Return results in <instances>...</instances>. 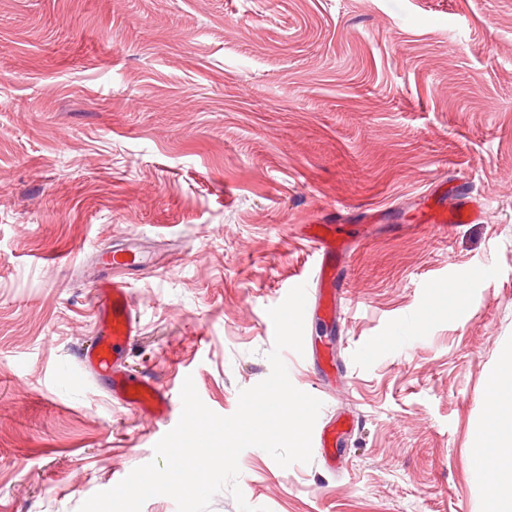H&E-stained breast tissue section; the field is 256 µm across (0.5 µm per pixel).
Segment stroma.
I'll list each match as a JSON object with an SVG mask.
<instances>
[{
    "mask_svg": "<svg viewBox=\"0 0 512 512\" xmlns=\"http://www.w3.org/2000/svg\"><path fill=\"white\" fill-rule=\"evenodd\" d=\"M467 188L479 224L418 216ZM345 245L335 318L283 351L351 415L341 468L242 451L269 512H481L470 431L512 359V0H0V512H77L155 458L153 419L82 378L98 249L139 318L129 363L235 412L268 308L314 285L305 224ZM101 261L110 269H134L147 262V257L134 250H106L100 254Z\"/></svg>",
    "mask_w": 512,
    "mask_h": 512,
    "instance_id": "1",
    "label": "stroma"
}]
</instances>
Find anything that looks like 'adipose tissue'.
Wrapping results in <instances>:
<instances>
[{"instance_id": "adipose-tissue-1", "label": "adipose tissue", "mask_w": 512, "mask_h": 512, "mask_svg": "<svg viewBox=\"0 0 512 512\" xmlns=\"http://www.w3.org/2000/svg\"><path fill=\"white\" fill-rule=\"evenodd\" d=\"M486 387L492 418L473 428L471 441L478 451V466L494 462L499 483L486 494L483 512H512V421L502 420L504 405L512 406V367L490 371Z\"/></svg>"}]
</instances>
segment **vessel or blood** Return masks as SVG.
Wrapping results in <instances>:
<instances>
[{
  "mask_svg": "<svg viewBox=\"0 0 512 512\" xmlns=\"http://www.w3.org/2000/svg\"><path fill=\"white\" fill-rule=\"evenodd\" d=\"M480 217L479 207L470 205L464 199L452 198L438 201L428 221L453 227L474 223ZM304 237L317 254L319 270L316 279L328 288L331 295L330 301L324 304V310L334 313V298L341 295L344 288L335 263L338 249L335 227L331 224H311ZM101 261L111 269H133L145 264L147 258L134 250H107L102 252ZM94 288L97 331L93 340L80 349V363L97 381L105 383L107 391L123 405L140 410L154 420L169 421L173 411L169 391L149 377L133 373L127 364L126 353L137 334L139 320L126 282L109 279L96 282ZM351 426V421L337 418L314 427L312 447L326 466L333 468L340 462L343 450L339 448L338 441Z\"/></svg>",
  "mask_w": 512,
  "mask_h": 512,
  "instance_id": "vessel-or-blood-1",
  "label": "vessel or blood"
}]
</instances>
